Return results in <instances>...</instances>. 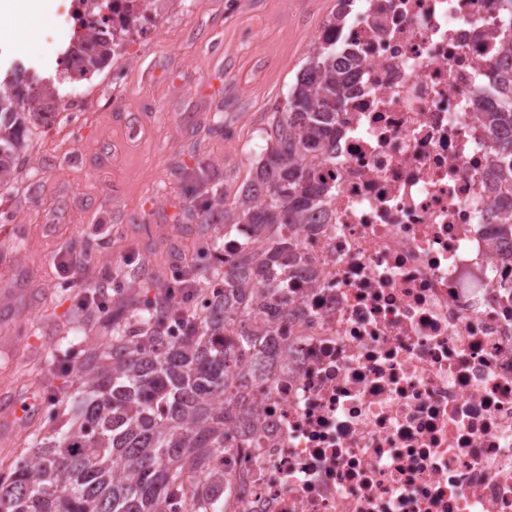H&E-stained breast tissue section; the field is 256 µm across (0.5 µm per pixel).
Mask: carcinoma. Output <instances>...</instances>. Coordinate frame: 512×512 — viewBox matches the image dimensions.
Wrapping results in <instances>:
<instances>
[{
	"label": "carcinoma",
	"mask_w": 512,
	"mask_h": 512,
	"mask_svg": "<svg viewBox=\"0 0 512 512\" xmlns=\"http://www.w3.org/2000/svg\"><path fill=\"white\" fill-rule=\"evenodd\" d=\"M70 60L76 81L112 60V35L79 37ZM348 59L336 45L317 43L282 110L267 132L265 160L240 196L200 207L201 223L224 221V236L249 224L262 251L246 243L233 263L193 268L210 272L222 293L204 325L177 337L161 336L156 305L140 328L112 322V346L84 352L79 373L87 389L78 416L63 426L47 420L46 435L0 473V512H170L175 498L187 512H224V471L214 468L224 450L221 398L244 405L248 364L259 370L272 349L251 351L267 332L276 282L288 275V236L320 206L329 185L311 161L336 139V112L349 90ZM497 107L480 116L496 132L497 186L512 232V62L494 76ZM56 84L30 77L0 82V185L13 180L28 124L47 118Z\"/></svg>",
	"instance_id": "obj_1"
}]
</instances>
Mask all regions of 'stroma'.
I'll return each mask as SVG.
<instances>
[{"label":"stroma","mask_w":512,"mask_h":512,"mask_svg":"<svg viewBox=\"0 0 512 512\" xmlns=\"http://www.w3.org/2000/svg\"><path fill=\"white\" fill-rule=\"evenodd\" d=\"M336 0H165L148 39L89 81L59 85L57 105L87 108L31 125L15 179L0 186V469L39 432L46 395L66 417L83 350L111 317L79 308L56 263L83 259L82 280L110 283L122 321L164 292L185 263L223 239L196 218L233 201L264 155L275 106L307 61Z\"/></svg>","instance_id":"1"}]
</instances>
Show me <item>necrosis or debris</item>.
<instances>
[{
  "label": "necrosis or debris",
  "mask_w": 512,
  "mask_h": 512,
  "mask_svg": "<svg viewBox=\"0 0 512 512\" xmlns=\"http://www.w3.org/2000/svg\"><path fill=\"white\" fill-rule=\"evenodd\" d=\"M101 2L60 0L45 40L124 52L144 0ZM313 39L358 67L226 433L224 512H512V237L475 108L512 37L490 0H365Z\"/></svg>",
  "instance_id": "necrosis-or-debris-1"
}]
</instances>
